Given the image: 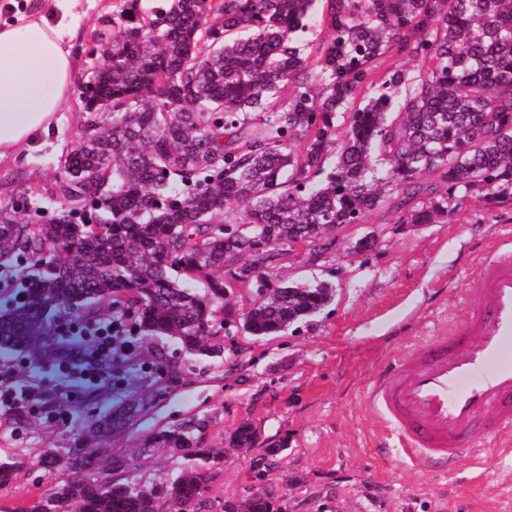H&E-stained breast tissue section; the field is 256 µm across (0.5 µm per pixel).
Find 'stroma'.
<instances>
[{
    "mask_svg": "<svg viewBox=\"0 0 512 512\" xmlns=\"http://www.w3.org/2000/svg\"><path fill=\"white\" fill-rule=\"evenodd\" d=\"M123 5L82 0L73 47L77 84L88 81L99 56L95 34L111 33L110 20ZM90 118L80 92H73L68 109L31 147L18 159L1 160L0 207L23 201V217L39 223L70 214L51 187L61 156L79 146ZM366 236L372 247L356 250ZM326 238L320 251L284 247L271 278L330 281L336 296L329 306L281 335L225 341L222 357L191 362L182 379L168 380L151 355L158 348L177 356L176 344L147 343L132 313L120 316L130 350L104 365L94 382L67 386L56 363L35 371L24 355L1 352L0 388L30 396L0 404V462L19 467L0 485V505H26L65 479V471L45 469L40 458L75 447L87 420L105 407L157 388L154 405L101 444L102 471L113 479L150 482L177 473L186 456L142 447L140 439L200 414L210 419L208 447L224 451L223 470L210 490L222 500L247 495L259 480L263 450L284 441L287 450L262 480L284 493L286 512H512V452L491 440L480 463L460 461L447 472L380 454L376 444L386 429L364 400L385 363L464 320L463 298L478 294L479 250L512 239V204L493 205L475 195L434 224H403L375 211ZM242 423L256 429V446L228 447V434ZM115 455L132 458L134 467L111 469Z\"/></svg>",
    "mask_w": 512,
    "mask_h": 512,
    "instance_id": "1",
    "label": "stroma"
}]
</instances>
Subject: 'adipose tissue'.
Instances as JSON below:
<instances>
[{"label":"adipose tissue","instance_id":"adipose-tissue-1","mask_svg":"<svg viewBox=\"0 0 512 512\" xmlns=\"http://www.w3.org/2000/svg\"><path fill=\"white\" fill-rule=\"evenodd\" d=\"M81 0H36L0 22V160L17 157L48 130L70 102L76 73L72 51Z\"/></svg>","mask_w":512,"mask_h":512}]
</instances>
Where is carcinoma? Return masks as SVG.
Listing matches in <instances>:
<instances>
[{
	"mask_svg": "<svg viewBox=\"0 0 512 512\" xmlns=\"http://www.w3.org/2000/svg\"><path fill=\"white\" fill-rule=\"evenodd\" d=\"M318 4L333 36L315 45L303 35ZM110 46L93 79L112 121L88 123L53 187L74 211L95 191L96 220L0 222V269L28 262L0 309V352L35 367L80 354L53 323L124 308L146 338L217 357L222 334L278 336L333 300L330 282L268 279L288 242L317 247L381 209L431 224L475 192L512 203V0H126ZM389 53L416 72L380 71ZM236 284L260 296L245 312L231 304ZM152 401L142 391L108 406L78 451L44 457L73 477L17 512H273L281 496L268 487L208 496L224 450L205 447L204 416L142 436L194 460L176 475L91 476L93 441ZM256 443L248 424L229 435L231 448Z\"/></svg>",
	"mask_w": 512,
	"mask_h": 512,
	"instance_id": "carcinoma-1",
	"label": "carcinoma"
}]
</instances>
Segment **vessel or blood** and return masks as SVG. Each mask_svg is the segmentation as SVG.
<instances>
[{"mask_svg":"<svg viewBox=\"0 0 512 512\" xmlns=\"http://www.w3.org/2000/svg\"><path fill=\"white\" fill-rule=\"evenodd\" d=\"M463 324L395 358L367 393L407 460L445 469L481 442L512 445V246L488 247Z\"/></svg>","mask_w":512,"mask_h":512,"instance_id":"b4317fda","label":"vessel or blood"}]
</instances>
